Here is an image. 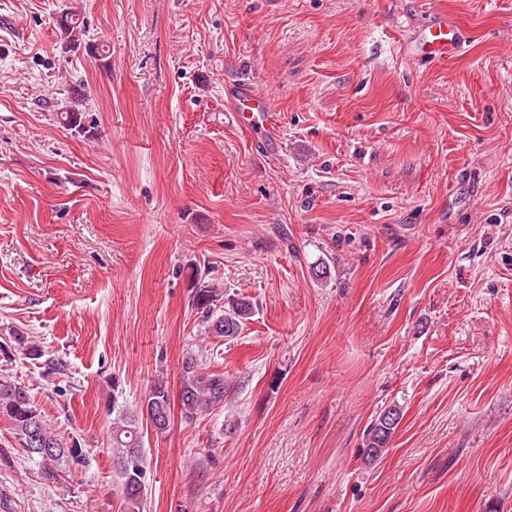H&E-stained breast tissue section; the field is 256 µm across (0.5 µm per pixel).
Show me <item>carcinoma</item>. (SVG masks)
I'll return each instance as SVG.
<instances>
[{"instance_id":"obj_1","label":"carcinoma","mask_w":512,"mask_h":512,"mask_svg":"<svg viewBox=\"0 0 512 512\" xmlns=\"http://www.w3.org/2000/svg\"><path fill=\"white\" fill-rule=\"evenodd\" d=\"M57 25L68 51L82 49L99 61L106 60L103 46L83 39L85 26L77 13H63L58 17ZM82 97L80 90H73L71 104L56 113L57 122L76 133L85 131L84 112L78 106ZM192 288V306L202 313L208 334L234 337L253 313L250 300L244 297L226 300L224 291L213 283L206 284L197 277ZM179 400L181 413L189 420L209 411L224 401V375L203 372L198 355L187 353L182 361ZM112 414V455L118 467L125 510L141 512L147 474L142 452L143 420L150 421L158 433L169 428L171 394L167 382L162 379L153 382L135 409L112 401ZM0 418L10 423L25 454L38 460L47 473H68L73 465L85 462L83 453L70 447L48 426L34 407L26 387L7 376L0 378ZM401 419V408L397 405L388 406L375 416L367 432V459L375 460L389 447Z\"/></svg>"}]
</instances>
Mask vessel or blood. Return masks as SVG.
<instances>
[{"label": "vessel or blood", "mask_w": 512, "mask_h": 512, "mask_svg": "<svg viewBox=\"0 0 512 512\" xmlns=\"http://www.w3.org/2000/svg\"><path fill=\"white\" fill-rule=\"evenodd\" d=\"M466 41L467 30L455 16L433 10L408 27L400 48L404 56L432 65L454 57ZM224 92L231 101L225 122L247 129L265 150L275 149L279 134L269 100L241 78L226 82Z\"/></svg>", "instance_id": "obj_1"}]
</instances>
